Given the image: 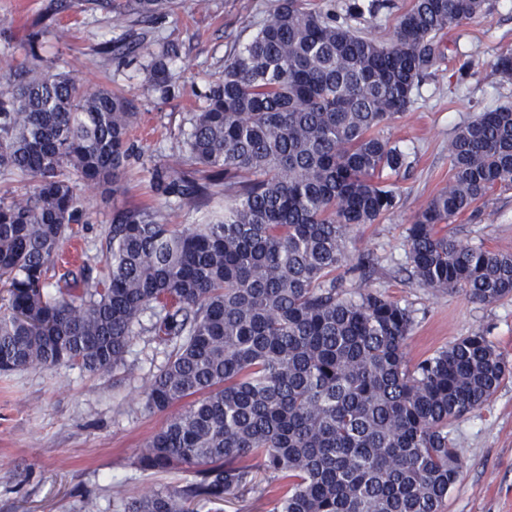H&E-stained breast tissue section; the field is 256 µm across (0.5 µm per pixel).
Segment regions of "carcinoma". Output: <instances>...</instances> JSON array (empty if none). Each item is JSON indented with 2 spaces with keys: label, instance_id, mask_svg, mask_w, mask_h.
<instances>
[{
  "label": "carcinoma",
  "instance_id": "carcinoma-1",
  "mask_svg": "<svg viewBox=\"0 0 512 512\" xmlns=\"http://www.w3.org/2000/svg\"><path fill=\"white\" fill-rule=\"evenodd\" d=\"M277 0L192 113L191 132L157 192L198 206L234 203L182 229L152 207L118 215L106 273L84 263L57 274L82 186L124 189L138 123L132 99L29 65L0 69V170L25 191L0 200V374L77 367L107 376L138 334L166 360L144 391L167 411L139 465L181 470L123 512H190L278 482L271 512H443L463 472L448 426L485 403L507 367L475 333L406 364L410 312L369 289L352 297L340 269L364 278L353 228L397 204L408 154L380 134L446 60L452 26L486 14L487 0H411L389 40L353 29L389 0L307 7ZM175 0H127L137 23ZM179 53L164 42L141 64L140 87L168 96ZM452 176L408 232L412 275L491 305L512 296V254L462 243L440 225L512 182V106L479 113L448 145ZM149 317V324L143 323Z\"/></svg>",
  "mask_w": 512,
  "mask_h": 512
}]
</instances>
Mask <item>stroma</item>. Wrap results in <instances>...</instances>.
I'll return each instance as SVG.
<instances>
[{
    "label": "stroma",
    "mask_w": 512,
    "mask_h": 512,
    "mask_svg": "<svg viewBox=\"0 0 512 512\" xmlns=\"http://www.w3.org/2000/svg\"><path fill=\"white\" fill-rule=\"evenodd\" d=\"M275 6L276 0H179L173 13L135 23L91 0H0V19L10 21L0 27V67L24 68L29 34L42 33L40 53L52 72L126 91L140 115L125 192L84 189L85 221L76 225L65 252L95 258L116 214L146 203L181 226L206 223L210 212L223 208L221 197L196 207L156 193L152 173L172 163L190 113L203 105L228 56ZM107 41L108 56L98 51ZM164 41L180 44L174 65L184 79L163 100L141 90L140 65ZM444 42L447 61L425 77L409 111L382 129L412 162L408 175L394 179L398 203L377 223L355 228L350 245L374 260L364 285L411 312L409 364L475 332L501 353L509 372L496 393L450 427L464 468L445 512H512V298L485 305L458 291L422 287L410 275L407 246L416 213L451 176L448 144L457 129L479 112L512 105V81L493 67L499 54L512 50V0H488L485 16L452 27ZM467 61L472 69L464 77L459 68ZM446 230L463 243L512 253V183L496 186ZM164 357L163 346L140 335L126 367L112 377L66 366L0 375V512H84L89 501L95 512H122L125 501L150 490L184 485L186 473L138 465L145 443L166 420L165 413L144 406V390ZM256 481L267 489L264 472ZM275 498L268 489L263 495L237 491L223 502L198 505L196 512H271Z\"/></svg>",
    "instance_id": "35a3bbf8"
}]
</instances>
